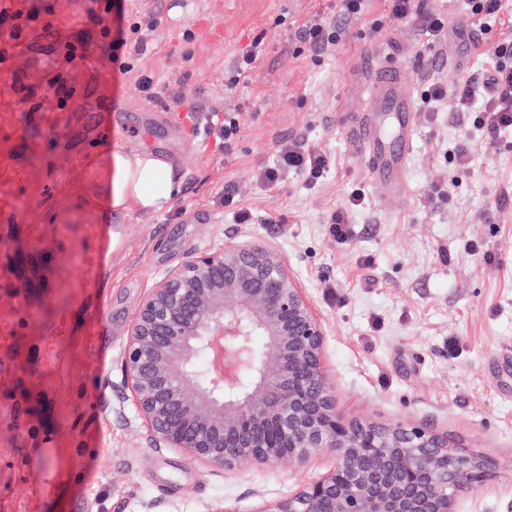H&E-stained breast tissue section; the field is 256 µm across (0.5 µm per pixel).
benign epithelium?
Returning a JSON list of instances; mask_svg holds the SVG:
<instances>
[{
  "mask_svg": "<svg viewBox=\"0 0 512 512\" xmlns=\"http://www.w3.org/2000/svg\"><path fill=\"white\" fill-rule=\"evenodd\" d=\"M324 339L285 256L246 239L193 255L151 289L129 326L124 383L155 446L204 466L335 455L331 471L255 512H454L484 485L491 462L446 434L346 418Z\"/></svg>",
  "mask_w": 512,
  "mask_h": 512,
  "instance_id": "1",
  "label": "benign epithelium"
}]
</instances>
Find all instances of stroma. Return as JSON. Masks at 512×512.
Listing matches in <instances>:
<instances>
[{"instance_id": "obj_1", "label": "stroma", "mask_w": 512, "mask_h": 512, "mask_svg": "<svg viewBox=\"0 0 512 512\" xmlns=\"http://www.w3.org/2000/svg\"><path fill=\"white\" fill-rule=\"evenodd\" d=\"M342 0H24L64 34H80L96 61L66 74V107L33 86V103L0 82V507L5 512H252L302 478L330 471L331 452L305 464H252L225 472L154 447L124 388L129 324L144 298L195 253L244 239L276 245L297 273L326 336L324 370L350 419L406 422L447 434L494 464L485 491L458 512H512V150L467 132L466 114L418 115L400 198L378 195L342 136L372 62L390 60L413 97L428 78L448 85L490 70L512 37V0L484 20L469 0H415L417 19L394 21L388 0L356 18ZM344 30L317 53L295 30L315 14ZM448 15L428 44L422 24ZM140 22L148 51L120 61L151 72L135 91L112 63L102 26ZM485 33L468 49L471 29ZM269 46L248 81L224 79L256 35ZM456 55L457 64L447 61ZM228 106L241 133L232 147L204 135L177 105ZM299 141L336 164L317 185L293 176L258 181L280 143ZM165 155L182 186L170 210L116 215L106 195L115 145ZM467 159L459 161L455 148ZM254 223L224 209L225 184ZM365 203L355 239L336 244L329 211L353 190ZM274 223H266V216ZM490 252L471 255L470 240ZM103 250L104 278L85 258Z\"/></svg>"}]
</instances>
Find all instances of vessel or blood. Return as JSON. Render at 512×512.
Segmentation results:
<instances>
[{"label":"vessel or blood","instance_id":"obj_1","mask_svg":"<svg viewBox=\"0 0 512 512\" xmlns=\"http://www.w3.org/2000/svg\"><path fill=\"white\" fill-rule=\"evenodd\" d=\"M57 46L56 38L46 34L36 33L21 40L16 52L24 64L21 69L6 72V79L19 87L31 86L52 63ZM417 119V103L399 68L389 64L372 66L363 115L343 128L348 146L361 161L372 188L404 191L400 175L415 148Z\"/></svg>","mask_w":512,"mask_h":512}]
</instances>
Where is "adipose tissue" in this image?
I'll use <instances>...</instances> for the list:
<instances>
[{"label":"adipose tissue","mask_w":512,"mask_h":512,"mask_svg":"<svg viewBox=\"0 0 512 512\" xmlns=\"http://www.w3.org/2000/svg\"><path fill=\"white\" fill-rule=\"evenodd\" d=\"M107 196L113 213L133 208L162 212L170 208L182 177L164 158L150 152H129L115 146L107 162Z\"/></svg>","instance_id":"1"}]
</instances>
